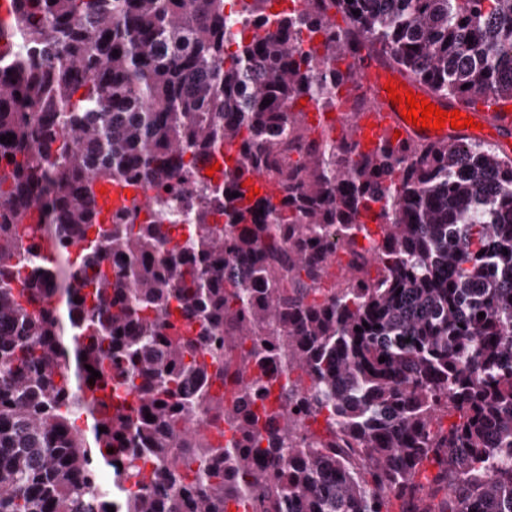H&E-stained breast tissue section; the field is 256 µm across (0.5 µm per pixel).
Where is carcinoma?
Listing matches in <instances>:
<instances>
[{"instance_id":"1","label":"carcinoma","mask_w":512,"mask_h":512,"mask_svg":"<svg viewBox=\"0 0 512 512\" xmlns=\"http://www.w3.org/2000/svg\"><path fill=\"white\" fill-rule=\"evenodd\" d=\"M272 2L11 0L0 512H512V159L297 110L364 52L512 102V0ZM49 236L64 288L22 273ZM147 195L148 192L143 189L135 194L127 188L112 185V192L104 198L102 204L104 209H114L120 206H130L134 201L133 205H137L144 209V203L146 202Z\"/></svg>"}]
</instances>
